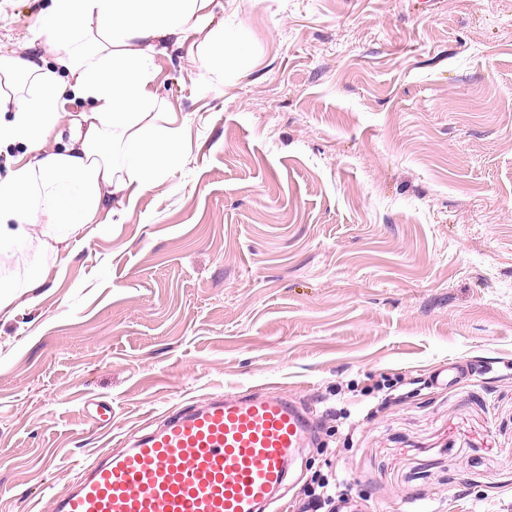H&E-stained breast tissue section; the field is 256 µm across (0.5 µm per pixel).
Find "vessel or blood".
Segmentation results:
<instances>
[{
    "label": "vessel or blood",
    "instance_id": "1",
    "mask_svg": "<svg viewBox=\"0 0 512 512\" xmlns=\"http://www.w3.org/2000/svg\"><path fill=\"white\" fill-rule=\"evenodd\" d=\"M314 437L276 390L213 393L82 465L48 512H270Z\"/></svg>",
    "mask_w": 512,
    "mask_h": 512
}]
</instances>
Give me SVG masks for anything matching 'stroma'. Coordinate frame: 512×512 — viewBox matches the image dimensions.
Here are the masks:
<instances>
[{
  "mask_svg": "<svg viewBox=\"0 0 512 512\" xmlns=\"http://www.w3.org/2000/svg\"><path fill=\"white\" fill-rule=\"evenodd\" d=\"M48 5L0 0V50ZM223 18L244 50L223 82L156 60L189 116L173 177L0 314V512L44 510L165 412L264 387L315 415L284 512L339 472L360 512H512V0Z\"/></svg>",
  "mask_w": 512,
  "mask_h": 512,
  "instance_id": "stroma-1",
  "label": "stroma"
}]
</instances>
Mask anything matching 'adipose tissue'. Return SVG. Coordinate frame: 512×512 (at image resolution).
<instances>
[{
    "label": "adipose tissue",
    "mask_w": 512,
    "mask_h": 512,
    "mask_svg": "<svg viewBox=\"0 0 512 512\" xmlns=\"http://www.w3.org/2000/svg\"><path fill=\"white\" fill-rule=\"evenodd\" d=\"M217 0H50L34 51L0 54V255L53 259L109 199L134 205L180 166L189 118L156 88L157 56L186 49L212 80L240 53ZM86 112L63 108L65 94Z\"/></svg>",
    "instance_id": "1"
}]
</instances>
